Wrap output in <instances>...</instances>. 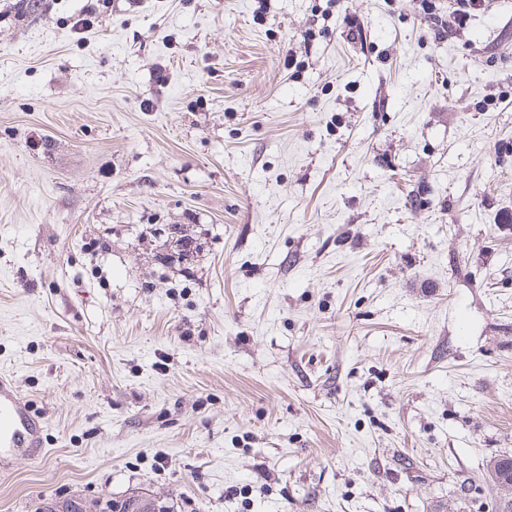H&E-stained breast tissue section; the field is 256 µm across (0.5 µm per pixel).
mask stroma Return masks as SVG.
<instances>
[{
	"label": "stroma",
	"mask_w": 512,
	"mask_h": 512,
	"mask_svg": "<svg viewBox=\"0 0 512 512\" xmlns=\"http://www.w3.org/2000/svg\"><path fill=\"white\" fill-rule=\"evenodd\" d=\"M496 85L512 0L445 41L409 0H0V372L46 450L0 512H495ZM157 499L150 495H142V494H134L132 493L129 496H126L121 499H113V498H97L91 502V506H87L82 502H77L79 505V512H128V511H138L140 505L146 503L148 501L155 502ZM132 505H138L132 509Z\"/></svg>",
	"instance_id": "obj_1"
}]
</instances>
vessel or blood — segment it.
I'll return each instance as SVG.
<instances>
[{
	"label": "vessel or blood",
	"instance_id": "obj_1",
	"mask_svg": "<svg viewBox=\"0 0 512 512\" xmlns=\"http://www.w3.org/2000/svg\"><path fill=\"white\" fill-rule=\"evenodd\" d=\"M40 423L19 397L11 380L0 377V447H37Z\"/></svg>",
	"mask_w": 512,
	"mask_h": 512
}]
</instances>
